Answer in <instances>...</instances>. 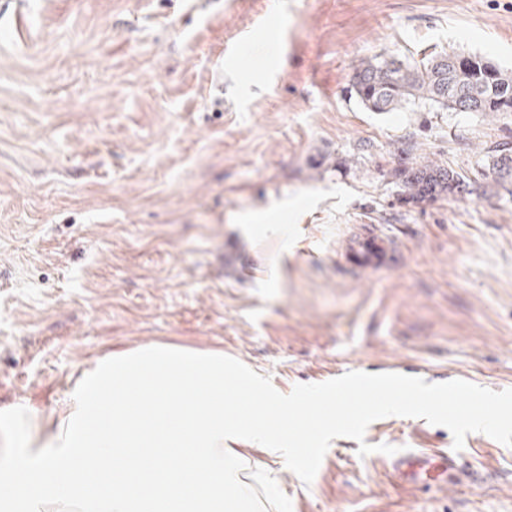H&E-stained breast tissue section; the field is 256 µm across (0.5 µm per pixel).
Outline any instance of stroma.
Wrapping results in <instances>:
<instances>
[{"mask_svg":"<svg viewBox=\"0 0 512 512\" xmlns=\"http://www.w3.org/2000/svg\"><path fill=\"white\" fill-rule=\"evenodd\" d=\"M443 52L512 71V0H0V411L52 418L97 358L151 344L224 351L283 394L386 364L512 388V193L484 173L512 114L347 90ZM428 160L474 191L405 204L396 170ZM365 224L402 248L361 278L340 252ZM364 442L453 436L390 416ZM359 445L334 439L309 485L240 452L292 512H512V447L485 434L432 486Z\"/></svg>","mask_w":512,"mask_h":512,"instance_id":"1","label":"stroma"}]
</instances>
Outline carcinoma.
I'll return each instance as SVG.
<instances>
[{"label": "carcinoma", "mask_w": 512, "mask_h": 512, "mask_svg": "<svg viewBox=\"0 0 512 512\" xmlns=\"http://www.w3.org/2000/svg\"><path fill=\"white\" fill-rule=\"evenodd\" d=\"M350 95L370 112L403 108L451 112H512V72L479 55L443 53L420 62L398 58L369 61L358 68L348 85ZM494 180L512 179V150L493 156ZM407 200L434 201L459 192L464 176L431 163L400 171Z\"/></svg>", "instance_id": "cac0c4a2"}]
</instances>
